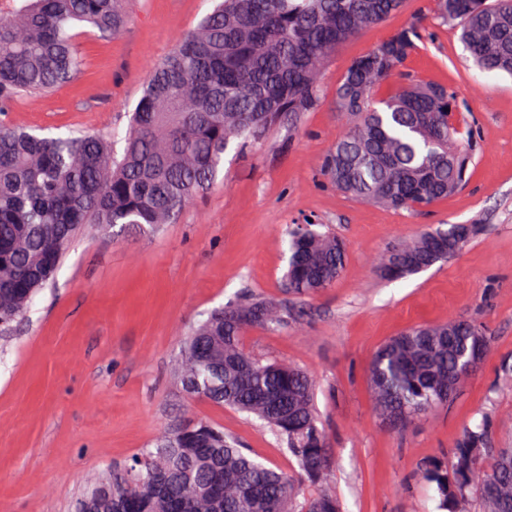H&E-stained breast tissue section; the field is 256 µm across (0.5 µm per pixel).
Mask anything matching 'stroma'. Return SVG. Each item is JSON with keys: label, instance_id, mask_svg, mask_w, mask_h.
I'll return each instance as SVG.
<instances>
[{"label": "stroma", "instance_id": "obj_1", "mask_svg": "<svg viewBox=\"0 0 512 512\" xmlns=\"http://www.w3.org/2000/svg\"><path fill=\"white\" fill-rule=\"evenodd\" d=\"M124 8L128 22L116 36H78V78L18 97L7 122L46 135H124L153 67L212 4L124 0ZM417 17L425 32L409 72L457 91L479 149L459 193L425 212L392 211L336 192L320 162L346 129L335 102L342 75ZM290 224L328 225L347 245L335 284L309 297L282 283ZM446 224L479 231L452 258L407 278L374 269L400 240ZM241 293L288 308L286 326L252 328L244 343L315 379L329 485L343 512H437L422 468L448 461L482 413L494 417L497 447L512 448V393L498 389L512 360V77L488 79L466 62L458 29L436 18L433 0H406L343 43L323 73L320 103L295 132L277 127L263 144L227 154L216 182L177 223L119 238L92 228L75 240L28 316L0 333V512H76L92 477L152 447L187 412L295 474L285 444L261 421L190 399L176 376L192 326ZM459 317L491 338L479 370L428 416L402 429L382 425L369 387L377 349L404 329Z\"/></svg>", "mask_w": 512, "mask_h": 512}]
</instances>
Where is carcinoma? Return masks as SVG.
Instances as JSON below:
<instances>
[{
	"label": "carcinoma",
	"mask_w": 512,
	"mask_h": 512,
	"mask_svg": "<svg viewBox=\"0 0 512 512\" xmlns=\"http://www.w3.org/2000/svg\"><path fill=\"white\" fill-rule=\"evenodd\" d=\"M404 0H218L154 67L116 154L112 136H40L0 123V332L13 327L51 284L77 233L88 225L117 236L178 220L207 191L224 156L257 145L273 128H296L320 102L321 72L344 42L399 12ZM458 25L469 60L487 75L512 76V0H435ZM122 0H8L0 6V115L24 94H47L79 76L81 33L112 37L126 25ZM423 39L412 23L356 60L336 86V111L350 123L322 162L337 191L387 208L422 209L461 190L477 128H459L456 90L406 71ZM458 224L397 243L377 269L394 280L456 254ZM346 254L335 233L288 229L284 284L308 297L330 287ZM288 324L273 299L237 297L191 332L178 377L192 399L252 416L278 435L298 479L258 461L224 430L187 418L151 448L96 479L77 512H339L328 437L315 383L301 368L265 363L244 345L254 327ZM490 339L467 319L423 324L376 351L369 384L377 416L396 428L442 405L479 367ZM492 417L466 429L448 464L423 471L438 512H512V457L490 450Z\"/></svg>",
	"instance_id": "cac0c4a2"
}]
</instances>
